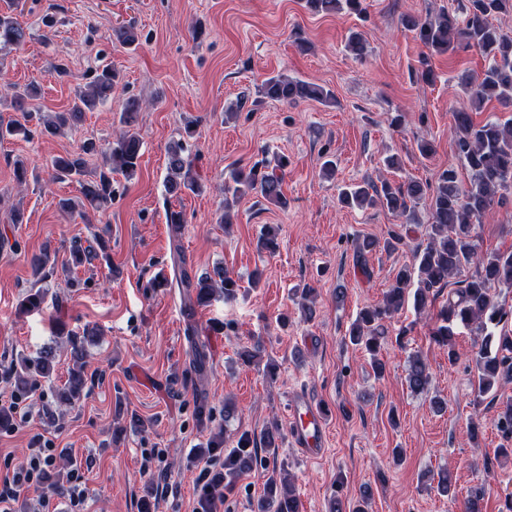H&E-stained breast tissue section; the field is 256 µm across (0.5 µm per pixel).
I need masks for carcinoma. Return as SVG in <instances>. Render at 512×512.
<instances>
[{
    "instance_id": "cac0c4a2",
    "label": "carcinoma",
    "mask_w": 512,
    "mask_h": 512,
    "mask_svg": "<svg viewBox=\"0 0 512 512\" xmlns=\"http://www.w3.org/2000/svg\"><path fill=\"white\" fill-rule=\"evenodd\" d=\"M306 7L315 13H332L344 8L352 13L363 11L361 0H305ZM465 18L452 12H441L433 20H422L412 15L402 17L404 27L415 34L433 54L454 53L458 50H475L489 61L488 68L479 77H463L459 84L469 93L474 109L495 99L512 104V36L504 33L493 19L512 12V0H465ZM113 40L133 46L139 36L134 27L121 25L112 29ZM26 41V30L9 14H0V47L18 49ZM118 73L104 67L94 72L85 87L75 93L72 106L65 112H56L47 119L29 107V101L37 97V88L30 83L23 87L11 85V106L20 112L24 121L0 119V140L26 132V123L37 120L43 125L42 132L61 134L73 131L83 119L84 113L112 97ZM261 94L270 100L296 103L301 100H325L330 93L321 86L301 80L281 77L267 79L261 86ZM141 102L129 97L120 114L124 130L116 135L107 147L97 151L93 142H87L80 150L52 161L55 174L74 179L80 186V197L62 201L65 210L81 209L99 211L112 201V173L121 172L132 178L138 169L142 142L136 129ZM454 151L469 171L465 183L454 168L441 170L435 184L420 181L403 183L383 181L366 183L340 193L339 201L347 207L380 206L397 216L409 213V205L424 204L428 215L427 243L415 251V264L404 266L397 272L394 285L386 292L382 303L364 307L357 319L346 331L345 340L363 349L371 356L373 373L381 378L386 372L382 358L384 321L399 312L413 297L414 308L421 312L431 306V295L448 286L449 279L465 275L460 287L448 293L439 317L442 321L433 333L436 342L448 348V362L458 359L453 342V328L463 325L473 330L479 341L474 353L477 370V392L489 393L501 378H512V331L505 327L512 319L507 310L494 297L496 288H512V252L478 254L475 242V225L484 214L506 199L512 192V119H487L476 122L468 112L454 114ZM195 136L193 122L184 124L179 140L168 148V174L165 191L169 196L200 189L193 160L187 154L188 143ZM104 156L103 166L92 180L85 179L86 156L95 153ZM288 157L281 155L272 166L257 162L249 167H237L230 174V182L224 184L223 213L220 223H233V204L230 199L256 194L276 206L287 203L282 189ZM167 224L175 251H180V239L186 219L180 211L168 210ZM279 228L265 227L258 239V248L270 255L279 249ZM107 250V241L98 237L95 244L83 245L72 242L69 249V265L78 268L99 257ZM34 275L44 280L55 273L54 262L48 252L31 258ZM176 283L183 288L184 309L192 316L196 309L207 305L211 297L220 292L233 297L238 291L237 280L218 269L214 275L190 276L180 270ZM46 292L42 288L30 290L23 297L21 306L27 311L38 310L44 304ZM74 365L69 372L67 385L59 393L60 403L71 405L78 400L87 385L82 359L86 354L85 338L67 336ZM191 368L203 376L207 354L204 346L191 343ZM56 350L46 347L36 358L22 357L10 370L14 389L20 395L32 391L39 379L52 376L56 366ZM427 364L417 353L408 360L406 383L411 391L421 393L429 384ZM497 428L505 437H512V401L506 403L497 415ZM258 466L254 440L248 433L240 435L236 447L224 453V474L216 482L232 484L242 473ZM285 469L272 470L266 478L263 493L256 502L254 512H299L296 489L292 479L284 476Z\"/></svg>"
}]
</instances>
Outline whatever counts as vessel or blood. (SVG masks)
<instances>
[{"instance_id":"obj_1","label":"vessel or blood","mask_w":512,"mask_h":512,"mask_svg":"<svg viewBox=\"0 0 512 512\" xmlns=\"http://www.w3.org/2000/svg\"><path fill=\"white\" fill-rule=\"evenodd\" d=\"M328 429L329 418L322 404L307 392H295L289 408L292 445L306 457H320L326 450Z\"/></svg>"}]
</instances>
